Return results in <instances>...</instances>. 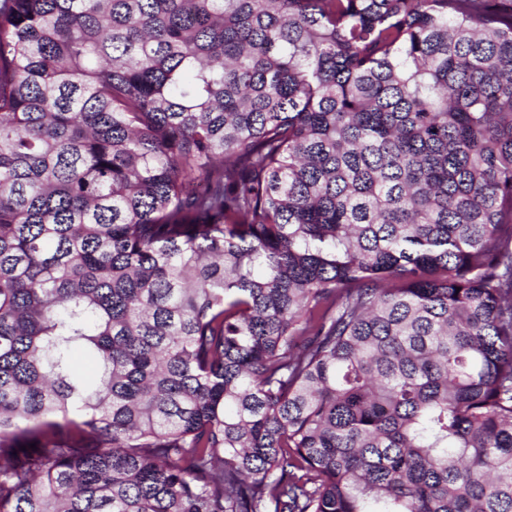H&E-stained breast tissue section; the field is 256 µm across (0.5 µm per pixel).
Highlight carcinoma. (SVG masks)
I'll return each instance as SVG.
<instances>
[{
    "mask_svg": "<svg viewBox=\"0 0 512 512\" xmlns=\"http://www.w3.org/2000/svg\"><path fill=\"white\" fill-rule=\"evenodd\" d=\"M0 512H512V0H0Z\"/></svg>",
    "mask_w": 512,
    "mask_h": 512,
    "instance_id": "1",
    "label": "carcinoma"
}]
</instances>
